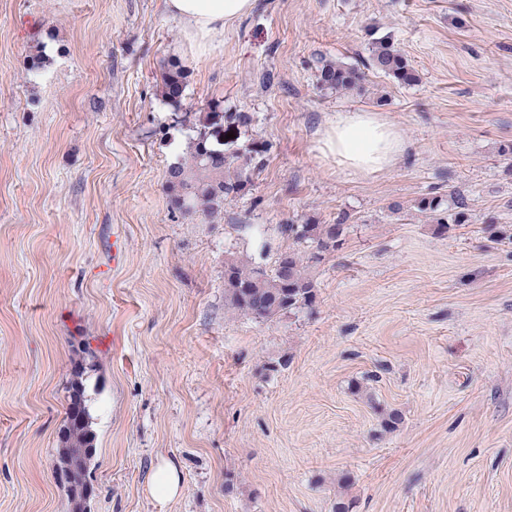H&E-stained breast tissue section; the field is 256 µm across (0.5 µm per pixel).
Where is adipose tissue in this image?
<instances>
[{
    "instance_id": "obj_1",
    "label": "adipose tissue",
    "mask_w": 512,
    "mask_h": 512,
    "mask_svg": "<svg viewBox=\"0 0 512 512\" xmlns=\"http://www.w3.org/2000/svg\"><path fill=\"white\" fill-rule=\"evenodd\" d=\"M166 12L177 18L184 35L206 51L225 26L246 16L253 0H164ZM406 143L398 128L374 112L355 110L330 117L322 136V153L349 172L364 176L391 169Z\"/></svg>"
}]
</instances>
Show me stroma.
Returning a JSON list of instances; mask_svg holds the SVG:
<instances>
[{
  "instance_id": "stroma-1",
  "label": "stroma",
  "mask_w": 512,
  "mask_h": 512,
  "mask_svg": "<svg viewBox=\"0 0 512 512\" xmlns=\"http://www.w3.org/2000/svg\"><path fill=\"white\" fill-rule=\"evenodd\" d=\"M385 38L417 83L367 68ZM326 61L363 78L322 89ZM214 100L269 151L250 195L182 214L166 169ZM359 109L407 142L371 178L319 149ZM509 143L512 0H255L204 53L163 0H0V512H71L58 435L85 352L90 512H512ZM429 193L467 223L440 232ZM340 215L312 307L225 306V260L273 269L281 225ZM165 460L183 485L161 502ZM189 72L176 59L164 65L161 74L160 91L162 98L172 106H180L188 85ZM182 481L179 471L173 464L162 462L151 476L149 492L157 500L165 502L180 493Z\"/></svg>"
}]
</instances>
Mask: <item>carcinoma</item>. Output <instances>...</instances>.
Listing matches in <instances>:
<instances>
[{"label":"carcinoma","instance_id":"1","mask_svg":"<svg viewBox=\"0 0 512 512\" xmlns=\"http://www.w3.org/2000/svg\"><path fill=\"white\" fill-rule=\"evenodd\" d=\"M371 66L378 72L400 82L417 81L414 70L394 44L386 39L372 47ZM361 74L339 62H327L319 69V84L328 90H342L355 85ZM188 85V71L176 59L164 65L161 74L162 98L179 106ZM253 118L246 112H226L219 102L198 114L193 133L188 137L187 156L169 165L165 186L171 208L181 213L200 211L214 215L224 201L251 193L253 173L264 163L268 144L256 142L248 133ZM235 130L236 138L228 140L224 133ZM446 200L441 195L422 198L418 208L436 219L439 229L448 230V223L462 224L464 213L448 214ZM345 218L334 224H283L281 234L296 243L307 244L310 252L301 254L286 250L288 273L276 267L268 272L248 261L224 262V302L233 311L255 321L311 306L316 299L313 279L307 273V263L318 262L325 255L338 251L347 234ZM80 417V423L63 430L62 444L71 453L83 448H96V435L89 424L84 399L68 396L66 418Z\"/></svg>","mask_w":512,"mask_h":512}]
</instances>
